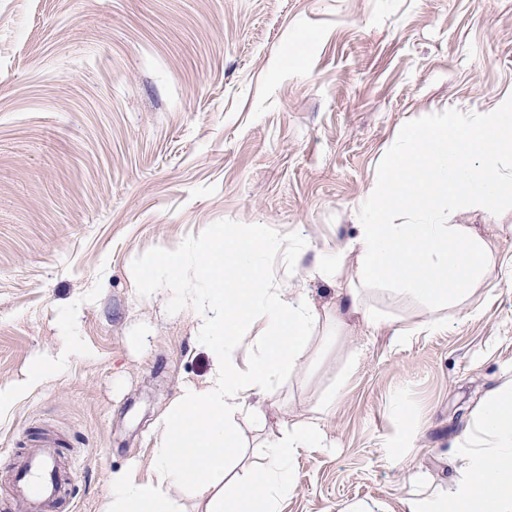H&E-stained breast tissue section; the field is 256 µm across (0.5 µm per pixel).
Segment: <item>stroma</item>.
Returning <instances> with one entry per match:
<instances>
[{"label":"stroma","mask_w":512,"mask_h":512,"mask_svg":"<svg viewBox=\"0 0 512 512\" xmlns=\"http://www.w3.org/2000/svg\"><path fill=\"white\" fill-rule=\"evenodd\" d=\"M511 96L512 0H0V391L52 359L0 403V504L19 512L13 463L45 430L70 476L55 512H109L114 473L151 474L164 416L212 358L200 270L147 284L139 263L243 224L266 225L253 263L318 318L263 419L239 417L242 467L265 466L267 445L329 401L278 512H406L410 475L451 486L466 427L512 372V210L449 215L493 257L440 330L417 331L410 296L367 288L380 327L337 330L356 270L318 265L358 235L405 123Z\"/></svg>","instance_id":"35a3bbf8"}]
</instances>
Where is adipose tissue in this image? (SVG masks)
Wrapping results in <instances>:
<instances>
[{
    "mask_svg": "<svg viewBox=\"0 0 512 512\" xmlns=\"http://www.w3.org/2000/svg\"><path fill=\"white\" fill-rule=\"evenodd\" d=\"M268 243L266 225L247 224L232 235H211L192 245L207 282L198 329L214 369L204 387L186 388L178 408L166 416L152 476L137 481L113 474V512H169L168 486L192 488L205 512H278L279 499L291 491L286 460L318 438L319 418L270 444L265 471L242 476L228 471L243 454L238 415H263L260 405L246 406V398L272 391L284 372L302 367L316 319L306 296L271 287L258 267L249 265V257ZM245 327L257 329L261 352L243 364L235 349ZM467 443L452 488L413 496L407 512H512V377L485 401Z\"/></svg>",
    "mask_w": 512,
    "mask_h": 512,
    "instance_id": "ef3b65f1",
    "label": "adipose tissue"
}]
</instances>
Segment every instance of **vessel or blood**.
Here are the masks:
<instances>
[{
    "instance_id": "1",
    "label": "vessel or blood",
    "mask_w": 512,
    "mask_h": 512,
    "mask_svg": "<svg viewBox=\"0 0 512 512\" xmlns=\"http://www.w3.org/2000/svg\"><path fill=\"white\" fill-rule=\"evenodd\" d=\"M61 443L42 434L14 465L13 488L26 512H51L66 496L68 480L59 468Z\"/></svg>"
}]
</instances>
